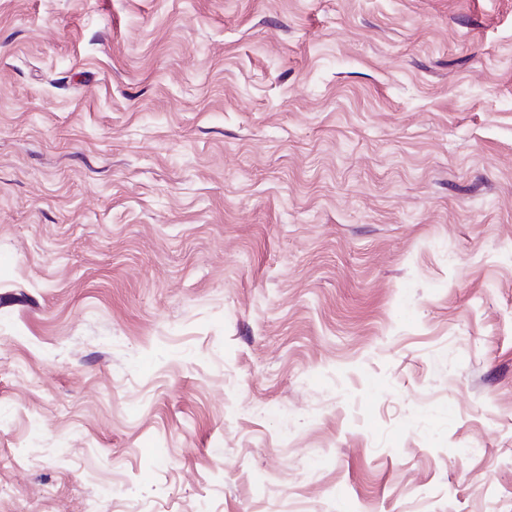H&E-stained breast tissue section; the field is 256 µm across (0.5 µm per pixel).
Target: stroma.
Here are the masks:
<instances>
[{"mask_svg": "<svg viewBox=\"0 0 512 512\" xmlns=\"http://www.w3.org/2000/svg\"><path fill=\"white\" fill-rule=\"evenodd\" d=\"M0 512H512V0H0Z\"/></svg>", "mask_w": 512, "mask_h": 512, "instance_id": "obj_1", "label": "stroma"}]
</instances>
